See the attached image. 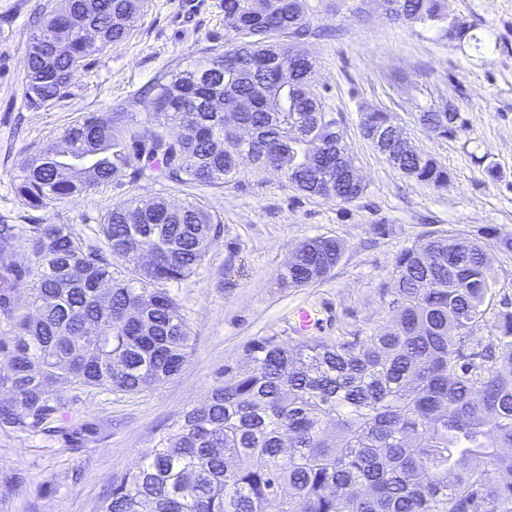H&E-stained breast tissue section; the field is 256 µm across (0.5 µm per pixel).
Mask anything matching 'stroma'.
I'll use <instances>...</instances> for the list:
<instances>
[{"label": "stroma", "instance_id": "35a3bbf8", "mask_svg": "<svg viewBox=\"0 0 512 512\" xmlns=\"http://www.w3.org/2000/svg\"><path fill=\"white\" fill-rule=\"evenodd\" d=\"M57 3L0 0V221L69 224L83 235L113 205L161 193L173 204L192 201L212 211L224 231L198 274L178 288L194 349L177 375L138 394L79 393L54 434L0 426V512H95L113 478L140 464L156 433L207 399L225 364L262 337L294 335L298 307L311 311L321 337L385 324L380 292L392 284L395 255L415 241L487 230L496 279L491 303L512 307V252L496 247L499 238L512 237V0H448L450 12L489 43L477 56L435 31L361 11V0H335L315 16L314 25L338 33L307 48L316 60L313 89L341 119L367 186L353 203L304 196L280 174L244 164L221 186L142 180L35 211L14 193L25 158L58 141L84 113L122 108L145 115L151 100L141 97L144 87L228 38L224 0H151L126 40L73 73L69 96L29 110L22 97L33 10ZM445 102L465 125L451 140L419 121L424 108ZM363 106L393 112L413 145L448 169L447 185L417 182L389 165L360 133ZM489 165L495 175L486 173ZM315 235L344 243L340 263L325 280L282 286L277 275L292 251Z\"/></svg>", "mask_w": 512, "mask_h": 512}]
</instances>
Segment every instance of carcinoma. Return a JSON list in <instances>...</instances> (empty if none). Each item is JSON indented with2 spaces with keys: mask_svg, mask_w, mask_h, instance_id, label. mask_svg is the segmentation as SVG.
I'll return each instance as SVG.
<instances>
[{
  "mask_svg": "<svg viewBox=\"0 0 512 512\" xmlns=\"http://www.w3.org/2000/svg\"><path fill=\"white\" fill-rule=\"evenodd\" d=\"M387 18L434 27L460 48L484 39L448 0H375ZM149 0H60L27 42L24 101L70 95L74 71L131 32ZM317 7L310 0H224L233 41L207 48L148 90L152 111L89 112L20 167L22 205L38 209L103 185L140 180L218 186L243 154L297 192L331 187L350 204L365 184L339 178L352 162L341 119L305 75ZM239 61L224 69V55ZM421 122L439 138L462 130L452 106ZM393 121L364 109L359 128ZM181 128L178 137L167 126ZM400 170L437 187L448 169L408 151ZM224 227L197 203L131 197L90 233L70 224H0V424L36 428L72 392L132 394L173 378L194 338L170 285L193 278ZM485 232L450 231L402 249L382 298L394 321L334 340L265 336L224 366V382L152 440L134 470L112 480L97 512H512V310L489 314L495 280ZM336 238L304 240L279 274L288 288L339 264ZM149 253L154 259L140 263ZM24 255L18 261V255ZM20 288L28 304L16 301ZM483 327L488 335L480 336Z\"/></svg>",
  "mask_w": 512,
  "mask_h": 512,
  "instance_id": "cac0c4a2",
  "label": "carcinoma"
}]
</instances>
